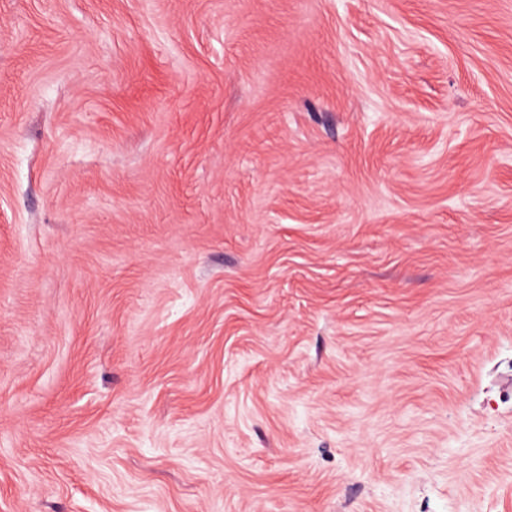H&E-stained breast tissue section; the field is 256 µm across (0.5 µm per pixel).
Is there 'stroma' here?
Segmentation results:
<instances>
[{"instance_id":"35a3bbf8","label":"stroma","mask_w":512,"mask_h":512,"mask_svg":"<svg viewBox=\"0 0 512 512\" xmlns=\"http://www.w3.org/2000/svg\"><path fill=\"white\" fill-rule=\"evenodd\" d=\"M0 512H512V0H0Z\"/></svg>"}]
</instances>
